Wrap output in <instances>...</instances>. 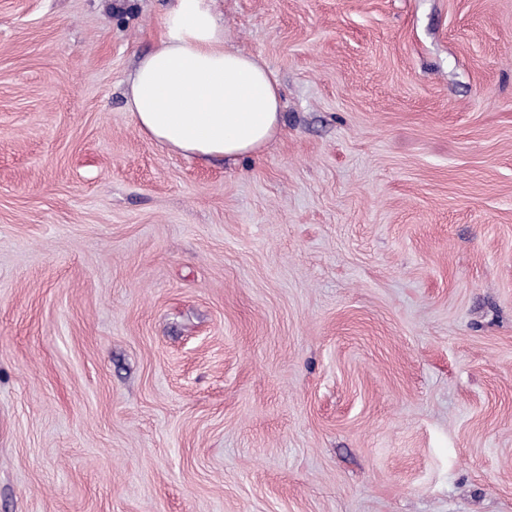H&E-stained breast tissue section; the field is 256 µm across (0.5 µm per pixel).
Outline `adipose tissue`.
Returning <instances> with one entry per match:
<instances>
[{
  "instance_id": "ef3b65f1",
  "label": "adipose tissue",
  "mask_w": 512,
  "mask_h": 512,
  "mask_svg": "<svg viewBox=\"0 0 512 512\" xmlns=\"http://www.w3.org/2000/svg\"><path fill=\"white\" fill-rule=\"evenodd\" d=\"M128 87L138 131L188 158L253 154L280 128L276 73L227 44L211 0H176Z\"/></svg>"
}]
</instances>
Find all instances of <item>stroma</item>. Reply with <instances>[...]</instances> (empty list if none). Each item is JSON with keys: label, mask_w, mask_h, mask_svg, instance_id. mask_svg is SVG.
<instances>
[{"label": "stroma", "mask_w": 512, "mask_h": 512, "mask_svg": "<svg viewBox=\"0 0 512 512\" xmlns=\"http://www.w3.org/2000/svg\"><path fill=\"white\" fill-rule=\"evenodd\" d=\"M173 0H0V512H512V0H212L261 152L143 136Z\"/></svg>", "instance_id": "obj_1"}]
</instances>
